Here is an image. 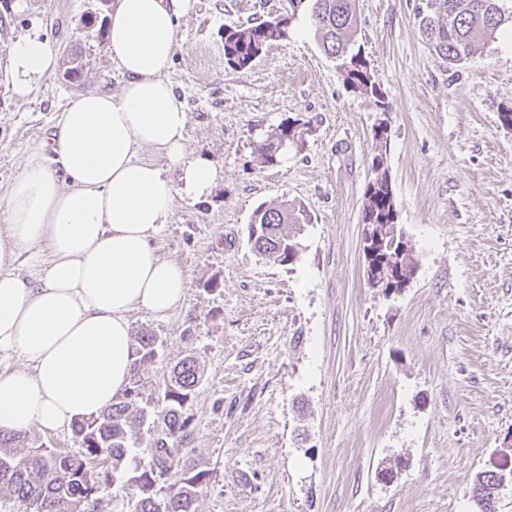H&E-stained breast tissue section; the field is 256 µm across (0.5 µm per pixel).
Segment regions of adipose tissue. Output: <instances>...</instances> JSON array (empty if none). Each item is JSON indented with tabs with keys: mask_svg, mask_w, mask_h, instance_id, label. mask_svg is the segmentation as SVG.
Wrapping results in <instances>:
<instances>
[{
	"mask_svg": "<svg viewBox=\"0 0 512 512\" xmlns=\"http://www.w3.org/2000/svg\"><path fill=\"white\" fill-rule=\"evenodd\" d=\"M192 7L117 0L106 50L119 91L73 100L10 184L0 213V352L24 365L0 372L2 431L64 430L103 411L129 381L130 312L162 317L186 297L187 272L150 242L176 197H201L224 178L189 152L188 113L166 77L177 21ZM9 56L21 101L58 61L55 45L36 33L17 38ZM22 256L34 279L16 272Z\"/></svg>",
	"mask_w": 512,
	"mask_h": 512,
	"instance_id": "adipose-tissue-1",
	"label": "adipose tissue"
}]
</instances>
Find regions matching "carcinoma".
I'll return each mask as SVG.
<instances>
[{
    "mask_svg": "<svg viewBox=\"0 0 512 512\" xmlns=\"http://www.w3.org/2000/svg\"><path fill=\"white\" fill-rule=\"evenodd\" d=\"M505 0H426L420 21L422 37L446 64L466 62L479 40H490L512 11ZM290 11L247 26L224 29V59L235 71L246 70L265 49L290 38V26L303 9L315 29L323 52L336 62L343 82L355 92L379 103L382 91L358 43L357 16L352 0H289ZM299 120H288L254 146L262 166L279 162L280 143L294 133L298 140L311 130V121L291 130ZM372 177L363 195L361 223L375 224L381 236L371 246L369 264L378 273V288L400 290L417 272L411 243H403L402 227L394 223L397 201L387 164L378 151L371 162ZM310 223L306 210L293 201L260 205L248 224V240L257 256L273 264L298 260L301 244L294 227ZM163 341L144 331L132 343L128 386L112 405L96 416L75 422L78 447L50 448L24 433H0V512H93L101 494L114 484L128 491L129 502L115 503L119 512H196L195 505L210 472L185 453L189 424L187 411L203 381V368L188 355L177 362L162 382L148 387L141 368L157 360ZM150 452L139 456L144 435ZM500 470L478 472L471 498L476 512H495Z\"/></svg>",
    "mask_w": 512,
    "mask_h": 512,
    "instance_id": "cac0c4a2",
    "label": "carcinoma"
}]
</instances>
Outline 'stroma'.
<instances>
[{
	"label": "stroma",
	"instance_id": "stroma-1",
	"mask_svg": "<svg viewBox=\"0 0 512 512\" xmlns=\"http://www.w3.org/2000/svg\"><path fill=\"white\" fill-rule=\"evenodd\" d=\"M424 0H355L358 38L384 106L348 89L299 13L291 38L242 72L224 29L288 11V0H194L179 19L168 78L188 108L187 146L224 180L179 199L153 242L184 267V303L131 312L152 330L159 380L186 355L205 368L185 448L210 481L197 512H470V481L512 446V27L459 68L419 31ZM102 0H0V208L30 146L76 96L117 91ZM77 57L79 82L52 74L30 99L10 89L8 50L25 33ZM388 114L396 221L418 271L397 296L368 287L361 208ZM312 123L287 161L259 167L254 144L284 120ZM312 221L288 265L247 242L265 202ZM391 482L379 471L393 459Z\"/></svg>",
	"mask_w": 512,
	"mask_h": 512
}]
</instances>
